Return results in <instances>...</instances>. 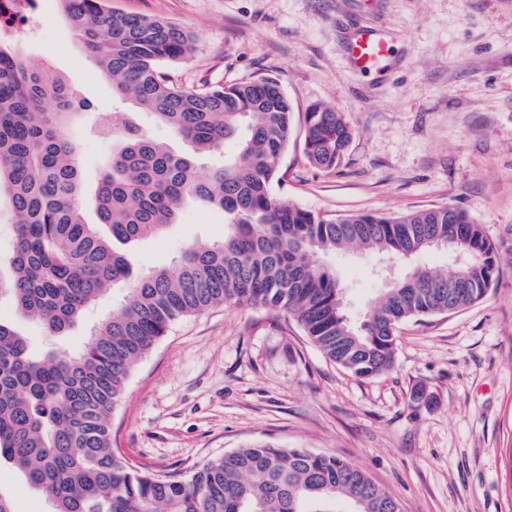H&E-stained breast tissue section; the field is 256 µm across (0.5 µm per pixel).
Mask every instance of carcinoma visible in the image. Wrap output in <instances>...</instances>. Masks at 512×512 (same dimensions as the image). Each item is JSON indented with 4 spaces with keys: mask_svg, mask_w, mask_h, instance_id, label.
Segmentation results:
<instances>
[{
    "mask_svg": "<svg viewBox=\"0 0 512 512\" xmlns=\"http://www.w3.org/2000/svg\"><path fill=\"white\" fill-rule=\"evenodd\" d=\"M62 4L114 100L134 109L112 113L118 145L88 186L71 130L89 105L51 66L31 68L20 44L0 38V201L14 216L0 300L46 335L64 336L107 287L129 288L75 353L50 349L38 358L0 319V461L53 512H336L338 499L352 512H396L397 499L359 466L272 443L238 448L185 477L143 473L112 448V411L169 326L217 304L282 310L325 358L358 377L377 376L394 365L400 322L483 300L512 250L451 206L328 219L278 197L272 184L293 128L276 79L186 88L163 69L194 52L185 29L114 11L106 0ZM140 109L193 153L148 135ZM352 137L336 110L306 112L304 149L314 166L336 169ZM88 203L94 224L85 218ZM189 204L222 210L224 237L187 244L172 266L134 271L127 247L161 236ZM433 236L451 238L447 250L469 254V265L413 267L361 326L346 320L328 257L358 249L399 259L401 247ZM452 277L467 287L450 292Z\"/></svg>",
    "mask_w": 512,
    "mask_h": 512,
    "instance_id": "carcinoma-1",
    "label": "carcinoma"
}]
</instances>
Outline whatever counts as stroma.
Listing matches in <instances>:
<instances>
[{
    "label": "stroma",
    "mask_w": 512,
    "mask_h": 512,
    "mask_svg": "<svg viewBox=\"0 0 512 512\" xmlns=\"http://www.w3.org/2000/svg\"><path fill=\"white\" fill-rule=\"evenodd\" d=\"M113 10L190 31L194 53L169 70L188 88L272 77L292 105L293 138L275 194L333 218L441 206L465 210L492 241L512 238V0H108ZM24 50L48 63L111 121L112 84L84 52L60 0H41ZM374 29L392 42L388 66L363 73L348 40ZM340 112L354 137L326 172L304 153L309 106ZM87 181L111 138L74 129ZM224 235L222 211L185 208L156 239L131 247L135 269L172 263L187 243ZM347 312L363 319L405 274L383 256L339 255ZM108 290L67 335L16 319L34 351L80 349L116 308ZM391 370L364 379L326 359L287 315L218 305L180 318L138 363L112 414L129 464L188 475L255 442L336 454L360 466L403 512H512V264L489 295L455 313L399 325ZM0 491L16 512H51L11 464Z\"/></svg>",
    "instance_id": "obj_1"
}]
</instances>
